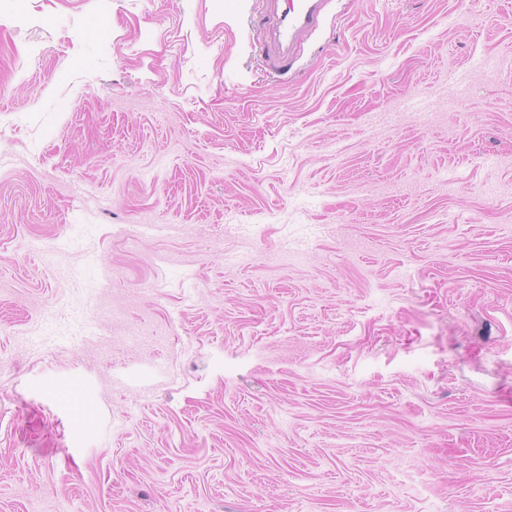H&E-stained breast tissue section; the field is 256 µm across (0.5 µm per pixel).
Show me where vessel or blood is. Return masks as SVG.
<instances>
[{
	"label": "vessel or blood",
	"instance_id": "obj_1",
	"mask_svg": "<svg viewBox=\"0 0 512 512\" xmlns=\"http://www.w3.org/2000/svg\"><path fill=\"white\" fill-rule=\"evenodd\" d=\"M330 0H267L264 14L252 18L260 28L263 53L279 63L296 59L303 40L315 32Z\"/></svg>",
	"mask_w": 512,
	"mask_h": 512
}]
</instances>
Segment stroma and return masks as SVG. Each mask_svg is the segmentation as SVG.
<instances>
[{
	"label": "stroma",
	"instance_id": "obj_1",
	"mask_svg": "<svg viewBox=\"0 0 512 512\" xmlns=\"http://www.w3.org/2000/svg\"><path fill=\"white\" fill-rule=\"evenodd\" d=\"M0 0V512H512V0ZM331 0H267L265 14L253 17L263 29V54L278 64L298 56L303 40L319 27Z\"/></svg>",
	"mask_w": 512,
	"mask_h": 512
}]
</instances>
